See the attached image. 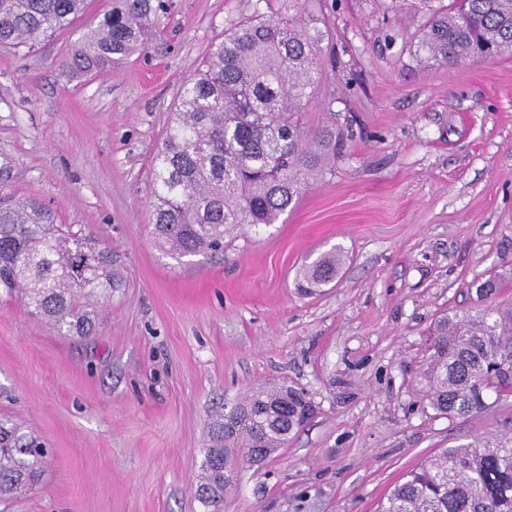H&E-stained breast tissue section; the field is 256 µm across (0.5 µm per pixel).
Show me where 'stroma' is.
<instances>
[{"label":"stroma","mask_w":512,"mask_h":512,"mask_svg":"<svg viewBox=\"0 0 512 512\" xmlns=\"http://www.w3.org/2000/svg\"><path fill=\"white\" fill-rule=\"evenodd\" d=\"M255 2L171 0L160 38L89 73L65 66L67 32L32 52L0 46V197L39 199L127 275L82 339L0 293V413L52 451L8 512H201L207 424L274 384L304 389L313 413L238 469L224 512H376L427 457L512 433V393L451 418L422 379L437 318L512 309V54L422 64L408 0L394 14L382 0L318 4L336 67L306 127L353 118L334 174L308 176L277 223L235 232L221 254L155 248L150 168L177 92ZM337 249L336 279L299 292L300 268ZM493 274L500 291L480 298Z\"/></svg>","instance_id":"obj_1"}]
</instances>
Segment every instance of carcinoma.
Segmentation results:
<instances>
[{"label":"carcinoma","instance_id":"carcinoma-1","mask_svg":"<svg viewBox=\"0 0 512 512\" xmlns=\"http://www.w3.org/2000/svg\"><path fill=\"white\" fill-rule=\"evenodd\" d=\"M311 0H256L254 14L229 20L224 40L181 88L152 170L153 237L180 260L224 249L246 224H273L300 194L307 174L331 173L336 150L352 133L331 123L308 136L303 122L323 71L330 39ZM416 53L455 68L512 51V0H419ZM87 0H0V45L33 50L73 29ZM166 0H117L98 14L65 58L88 71L121 64L160 27ZM343 254L304 266L297 287L336 278ZM126 286L118 256L35 199L0 202V290L19 293L37 319L62 336L87 337L98 304ZM424 373L429 405L442 415L487 408L490 393L512 390V377L491 370L512 361V311L486 306L445 315L428 332ZM305 392L259 388L212 419L195 497L203 512H223L224 456L254 465L251 449L276 454L302 425ZM44 443L21 421L0 414V501L35 488ZM378 512H512V436L445 448L394 484Z\"/></svg>","mask_w":512,"mask_h":512}]
</instances>
